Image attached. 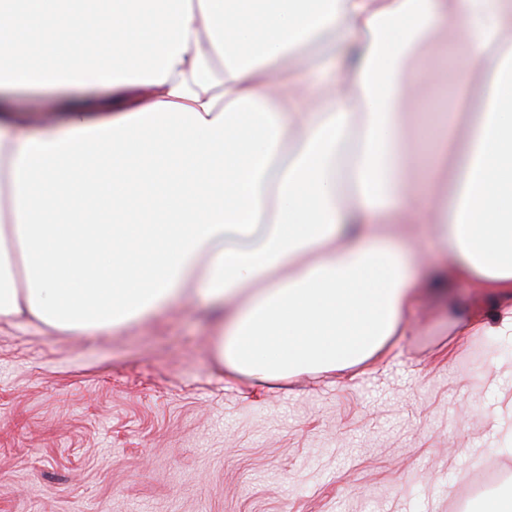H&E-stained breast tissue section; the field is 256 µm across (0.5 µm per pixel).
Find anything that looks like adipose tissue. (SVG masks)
<instances>
[{
  "label": "adipose tissue",
  "instance_id": "1",
  "mask_svg": "<svg viewBox=\"0 0 512 512\" xmlns=\"http://www.w3.org/2000/svg\"><path fill=\"white\" fill-rule=\"evenodd\" d=\"M161 2L0 0V319L204 298L216 359L265 382L380 358L436 255L512 302V0ZM448 68L452 109L417 111ZM42 87L46 133L14 138ZM59 95L58 89L50 87L37 91L20 89L14 93L13 104L17 110L34 115L45 110Z\"/></svg>",
  "mask_w": 512,
  "mask_h": 512
}]
</instances>
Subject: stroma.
I'll return each mask as SVG.
<instances>
[{
  "label": "stroma",
  "mask_w": 512,
  "mask_h": 512,
  "mask_svg": "<svg viewBox=\"0 0 512 512\" xmlns=\"http://www.w3.org/2000/svg\"><path fill=\"white\" fill-rule=\"evenodd\" d=\"M375 363L262 383L208 303L105 333L0 320V512H448L512 467L507 306L434 282ZM512 483V470L503 469L494 461H487L470 483L453 500V512H472L477 501L493 494L502 486Z\"/></svg>",
  "instance_id": "stroma-1"
}]
</instances>
